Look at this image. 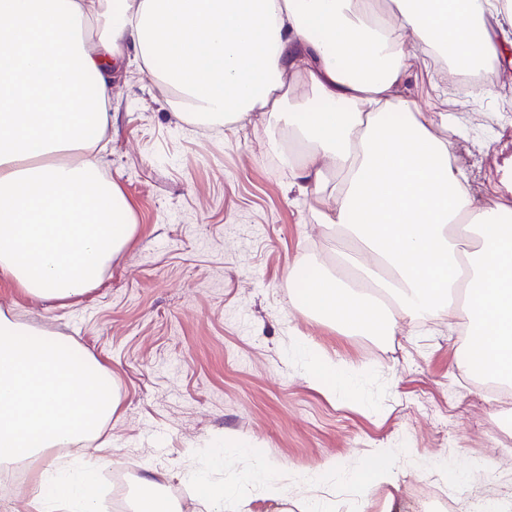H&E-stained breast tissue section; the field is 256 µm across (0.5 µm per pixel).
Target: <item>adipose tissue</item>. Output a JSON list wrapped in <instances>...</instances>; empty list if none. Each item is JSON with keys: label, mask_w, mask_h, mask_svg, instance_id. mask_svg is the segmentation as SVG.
Here are the masks:
<instances>
[{"label": "adipose tissue", "mask_w": 512, "mask_h": 512, "mask_svg": "<svg viewBox=\"0 0 512 512\" xmlns=\"http://www.w3.org/2000/svg\"><path fill=\"white\" fill-rule=\"evenodd\" d=\"M508 21L498 0H0V279L63 303L133 240V206L97 148L130 47L180 121L274 120L291 190L362 254L351 270L295 262L300 313L393 336L463 311L459 369L512 381V203L473 194L435 132L447 116L410 91L414 58L451 72L499 58ZM295 348L321 393L354 392L355 369ZM118 405L91 353L0 310V465L35 467L38 512H97L108 458L91 443Z\"/></svg>", "instance_id": "adipose-tissue-1"}]
</instances>
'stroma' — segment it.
<instances>
[{"label": "stroma", "mask_w": 512, "mask_h": 512, "mask_svg": "<svg viewBox=\"0 0 512 512\" xmlns=\"http://www.w3.org/2000/svg\"><path fill=\"white\" fill-rule=\"evenodd\" d=\"M422 60L411 90L426 112L488 128L455 146L474 194L487 205L505 194L512 159V72L485 98L436 96ZM112 129L102 160L134 208L138 232L102 284L72 305L22 295L0 281V309L65 337L112 373L120 405L106 425L109 472L135 463L117 512H132L147 472H166L165 493L187 488V471L241 485L261 461L287 474L282 499L255 497L253 512H416L432 482L453 500L512 503V453L502 450L512 404L490 408L484 383L457 362L466 349L457 320L404 322L383 338L346 335L300 314L286 286L297 260L332 261L341 244L307 203L288 195V172L264 162L268 119L228 129L186 124L127 53L112 83ZM362 370L357 391L329 398L306 375L293 340ZM248 446L213 463L225 436ZM384 449L395 483L362 495L347 475ZM488 461L482 480L464 473ZM334 464L340 480L314 488L304 476ZM456 479H449V471Z\"/></svg>", "instance_id": "35a3bbf8"}]
</instances>
